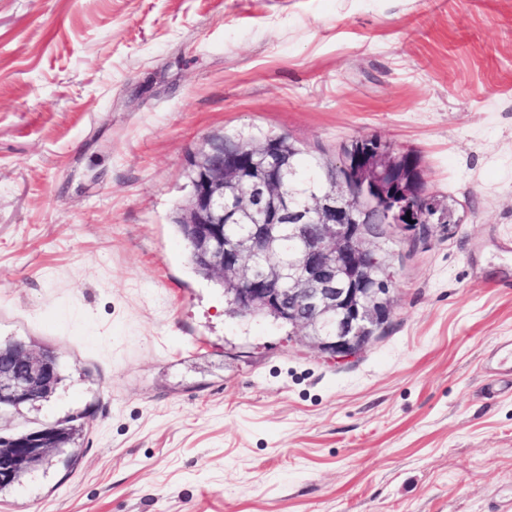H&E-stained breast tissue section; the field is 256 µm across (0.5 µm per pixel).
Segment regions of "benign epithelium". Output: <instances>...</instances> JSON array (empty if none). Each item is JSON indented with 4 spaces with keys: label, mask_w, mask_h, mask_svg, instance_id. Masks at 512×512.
Listing matches in <instances>:
<instances>
[{
    "label": "benign epithelium",
    "mask_w": 512,
    "mask_h": 512,
    "mask_svg": "<svg viewBox=\"0 0 512 512\" xmlns=\"http://www.w3.org/2000/svg\"><path fill=\"white\" fill-rule=\"evenodd\" d=\"M291 148L278 138L252 147L224 148V136L205 139L188 157L191 194L180 208L193 261L224 283L234 314L271 313L296 329L299 340L338 362L362 351L389 320L392 280L386 272L378 233L369 224V205L392 204L394 224H419L414 200L433 211V223L455 224L451 204L423 195L420 165L378 138H364L348 149L339 167L354 173L367 206H349L331 183L303 208L292 210ZM262 223L233 239L224 221L243 219L253 206ZM301 248L296 264H283L284 235ZM60 379L56 356L36 352L24 341L0 345V409L45 400ZM54 451L44 429L0 438V484L30 470Z\"/></svg>",
    "instance_id": "1"
}]
</instances>
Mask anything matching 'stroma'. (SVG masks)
I'll use <instances>...</instances> for the list:
<instances>
[{
  "label": "stroma",
  "mask_w": 512,
  "mask_h": 512,
  "mask_svg": "<svg viewBox=\"0 0 512 512\" xmlns=\"http://www.w3.org/2000/svg\"><path fill=\"white\" fill-rule=\"evenodd\" d=\"M415 151L461 221L387 225L340 363L231 314L175 230L187 157ZM58 358L0 437L81 428L0 512H512V0H0V341Z\"/></svg>",
  "instance_id": "35a3bbf8"
}]
</instances>
